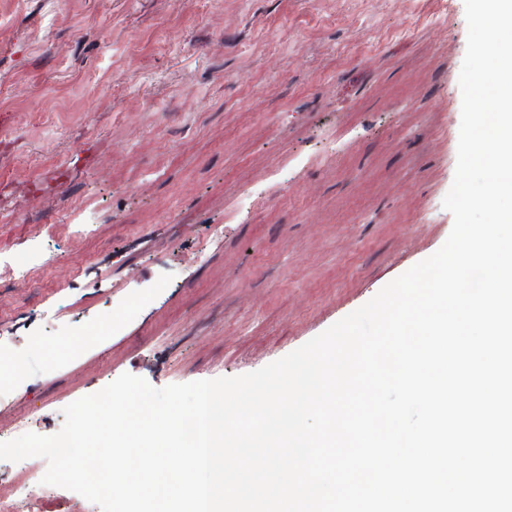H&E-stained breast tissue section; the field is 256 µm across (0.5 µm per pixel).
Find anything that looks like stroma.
Here are the masks:
<instances>
[{
  "mask_svg": "<svg viewBox=\"0 0 512 512\" xmlns=\"http://www.w3.org/2000/svg\"><path fill=\"white\" fill-rule=\"evenodd\" d=\"M467 32L464 0H0V442L125 373L256 371L435 253Z\"/></svg>",
  "mask_w": 512,
  "mask_h": 512,
  "instance_id": "1",
  "label": "stroma"
}]
</instances>
